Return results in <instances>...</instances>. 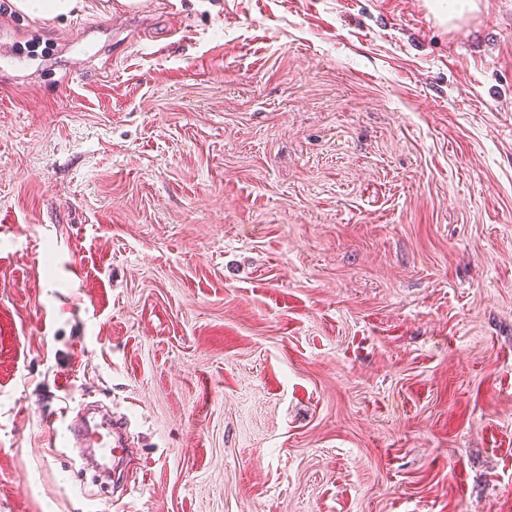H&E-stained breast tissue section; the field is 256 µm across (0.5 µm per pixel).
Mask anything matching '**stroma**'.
<instances>
[{
	"label": "stroma",
	"instance_id": "35a3bbf8",
	"mask_svg": "<svg viewBox=\"0 0 512 512\" xmlns=\"http://www.w3.org/2000/svg\"><path fill=\"white\" fill-rule=\"evenodd\" d=\"M0 512H512V0L0 29ZM477 0H448V9L445 6L447 1H434L441 2L437 5L438 10L435 11V16L441 23H453L460 21L466 14L476 11L478 9Z\"/></svg>",
	"mask_w": 512,
	"mask_h": 512
}]
</instances>
